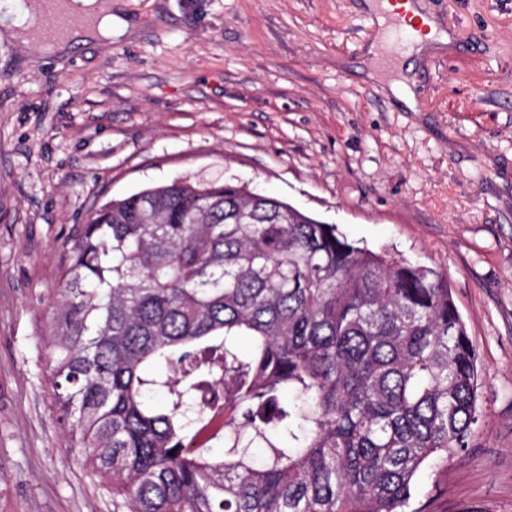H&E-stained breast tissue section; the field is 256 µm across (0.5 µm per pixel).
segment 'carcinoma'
Instances as JSON below:
<instances>
[{
    "mask_svg": "<svg viewBox=\"0 0 512 512\" xmlns=\"http://www.w3.org/2000/svg\"><path fill=\"white\" fill-rule=\"evenodd\" d=\"M50 308L54 409L116 512H406L475 422L448 279L243 183L107 201Z\"/></svg>",
    "mask_w": 512,
    "mask_h": 512,
    "instance_id": "obj_1",
    "label": "carcinoma"
}]
</instances>
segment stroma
<instances>
[{"label": "stroma", "mask_w": 512, "mask_h": 512, "mask_svg": "<svg viewBox=\"0 0 512 512\" xmlns=\"http://www.w3.org/2000/svg\"><path fill=\"white\" fill-rule=\"evenodd\" d=\"M417 8L447 43L380 69L367 0H112L126 33L63 59L0 36V512H112L37 340L89 211L184 178L250 183L447 273L478 421L409 509L512 512V0Z\"/></svg>", "instance_id": "1"}]
</instances>
